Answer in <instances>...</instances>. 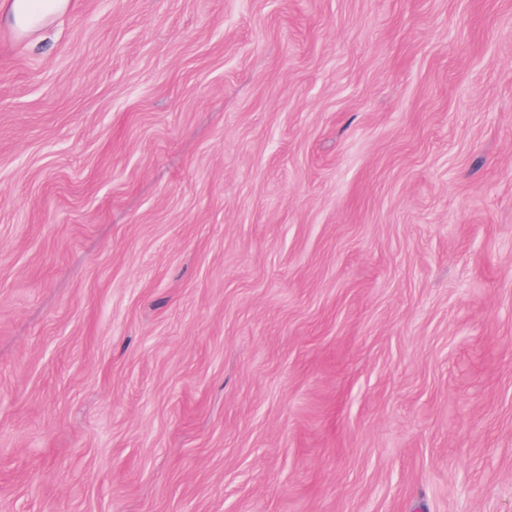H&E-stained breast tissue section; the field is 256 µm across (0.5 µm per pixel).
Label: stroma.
<instances>
[{"mask_svg":"<svg viewBox=\"0 0 512 512\" xmlns=\"http://www.w3.org/2000/svg\"><path fill=\"white\" fill-rule=\"evenodd\" d=\"M0 512H512V0L1 25Z\"/></svg>","mask_w":512,"mask_h":512,"instance_id":"35a3bbf8","label":"stroma"}]
</instances>
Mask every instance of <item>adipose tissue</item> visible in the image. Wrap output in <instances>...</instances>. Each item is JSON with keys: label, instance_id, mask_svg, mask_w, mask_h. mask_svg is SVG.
I'll use <instances>...</instances> for the list:
<instances>
[{"label": "adipose tissue", "instance_id": "1", "mask_svg": "<svg viewBox=\"0 0 512 512\" xmlns=\"http://www.w3.org/2000/svg\"><path fill=\"white\" fill-rule=\"evenodd\" d=\"M70 7L71 0H0V23L17 38L29 39L39 36Z\"/></svg>", "mask_w": 512, "mask_h": 512}]
</instances>
